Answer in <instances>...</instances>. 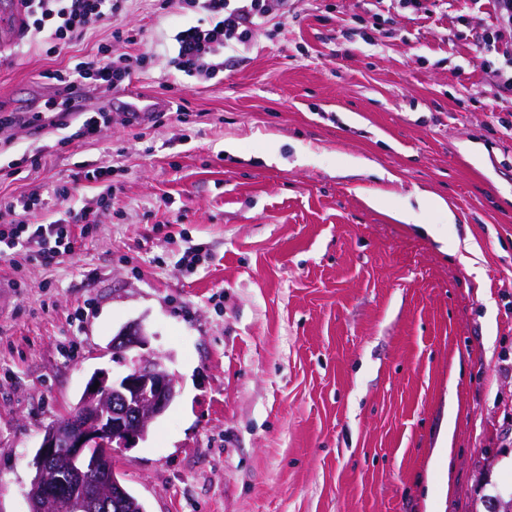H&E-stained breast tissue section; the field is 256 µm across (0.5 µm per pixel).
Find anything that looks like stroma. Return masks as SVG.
I'll list each match as a JSON object with an SVG mask.
<instances>
[{"label": "stroma", "mask_w": 512, "mask_h": 512, "mask_svg": "<svg viewBox=\"0 0 512 512\" xmlns=\"http://www.w3.org/2000/svg\"><path fill=\"white\" fill-rule=\"evenodd\" d=\"M423 3L288 0L196 80L169 65L191 16L131 0L127 51L149 57L131 84L182 117L130 126L110 109L99 140L72 143L0 128V199H50L80 166L115 167L74 254L0 270L19 282L0 310V512H30L45 429L93 371H122L108 346L131 322L178 390L112 458L146 512L512 498V93L494 78L512 71V34L489 0ZM490 38L497 51L477 54ZM111 42L108 27L58 55L10 41L0 112L45 110L47 73ZM422 191L446 210L396 220Z\"/></svg>", "instance_id": "stroma-1"}]
</instances>
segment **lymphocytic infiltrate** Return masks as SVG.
Returning a JSON list of instances; mask_svg holds the SVG:
<instances>
[{
    "label": "lymphocytic infiltrate",
    "mask_w": 512,
    "mask_h": 512,
    "mask_svg": "<svg viewBox=\"0 0 512 512\" xmlns=\"http://www.w3.org/2000/svg\"><path fill=\"white\" fill-rule=\"evenodd\" d=\"M159 10L177 8L193 14L192 24L174 36L171 67L189 77H213L218 59L233 42L246 39L265 26L271 4L287 7L288 0H157ZM22 34L40 38L49 52L59 53L88 30L108 25L112 28L111 46L101 48L98 58L80 60L74 65L49 73L59 97H67L74 83L92 91L116 90L125 80L146 67V55L121 52L124 44L135 42L123 20L128 0H21ZM111 166L102 165L80 171L79 177L102 186L99 198L80 210L65 208L62 216L49 223L39 221L46 202L41 193L32 192L8 202H0V260L17 259L43 266L58 264L74 252L81 237L94 227L97 212L112 196Z\"/></svg>",
    "instance_id": "1"
}]
</instances>
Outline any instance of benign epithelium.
I'll use <instances>...</instances> for the list:
<instances>
[{"mask_svg": "<svg viewBox=\"0 0 512 512\" xmlns=\"http://www.w3.org/2000/svg\"><path fill=\"white\" fill-rule=\"evenodd\" d=\"M149 347L141 324L123 327L112 338V357L126 366L125 372L111 381L108 371H95L74 410L45 430L38 453L41 471L30 484L32 512H90L109 501L120 507L125 487L117 476L106 480L101 472L112 466V451L145 438L178 395L174 375L159 357L145 352ZM136 348L143 353L128 357ZM62 448L78 463L68 483L55 477Z\"/></svg>", "mask_w": 512, "mask_h": 512, "instance_id": "obj_1", "label": "benign epithelium"}]
</instances>
